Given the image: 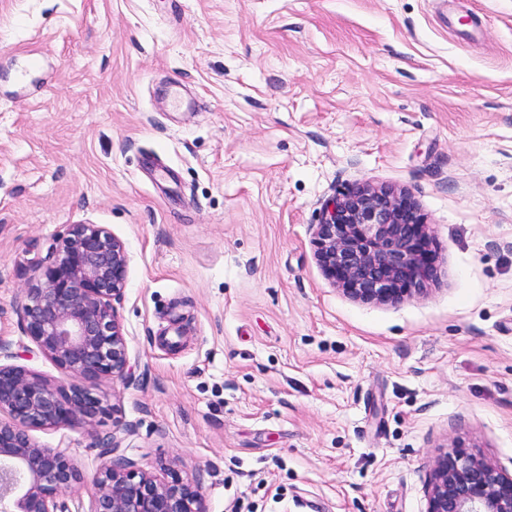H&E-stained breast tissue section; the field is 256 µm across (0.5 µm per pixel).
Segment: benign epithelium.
<instances>
[{
    "label": "benign epithelium",
    "mask_w": 512,
    "mask_h": 512,
    "mask_svg": "<svg viewBox=\"0 0 512 512\" xmlns=\"http://www.w3.org/2000/svg\"><path fill=\"white\" fill-rule=\"evenodd\" d=\"M316 255L352 299L399 303L433 276L430 241L406 198L358 187L330 198L317 225ZM129 257L121 239L96 224H71L24 289V333L65 377L66 386L23 365L0 338V512H70L64 494L81 476L61 448L38 443L36 429L84 428L106 412L90 386L127 381L130 358L115 303L123 297ZM94 478L88 512H207L199 486L163 481L117 453ZM426 512H512V473L485 457H440L427 486Z\"/></svg>",
    "instance_id": "1"
}]
</instances>
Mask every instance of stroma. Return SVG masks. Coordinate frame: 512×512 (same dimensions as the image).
Segmentation results:
<instances>
[{"label": "stroma", "instance_id": "35a3bbf8", "mask_svg": "<svg viewBox=\"0 0 512 512\" xmlns=\"http://www.w3.org/2000/svg\"><path fill=\"white\" fill-rule=\"evenodd\" d=\"M362 185L426 224L423 294L356 301L321 267V207ZM79 223L128 251L132 380L33 433L81 473L72 512L112 435L208 512H426L457 447L512 472V0H0L13 351Z\"/></svg>", "mask_w": 512, "mask_h": 512}]
</instances>
